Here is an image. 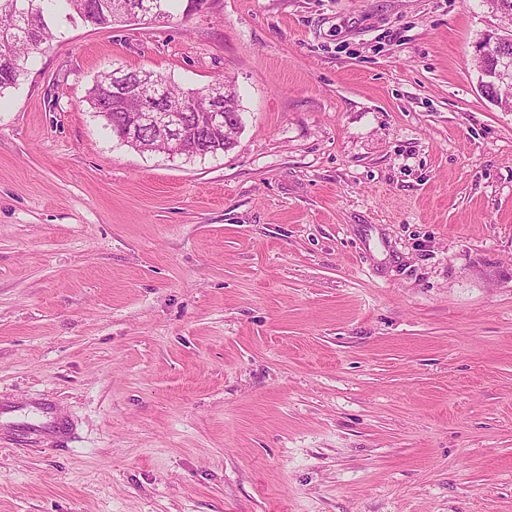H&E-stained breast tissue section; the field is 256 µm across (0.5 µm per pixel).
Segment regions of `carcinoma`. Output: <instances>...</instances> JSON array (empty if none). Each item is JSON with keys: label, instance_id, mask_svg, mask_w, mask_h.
<instances>
[{"label": "carcinoma", "instance_id": "obj_1", "mask_svg": "<svg viewBox=\"0 0 512 512\" xmlns=\"http://www.w3.org/2000/svg\"><path fill=\"white\" fill-rule=\"evenodd\" d=\"M107 2L109 0H0V96L18 84L28 59L53 37L54 21L59 15L76 16L82 20L90 18L92 25L98 28L127 22L126 17L105 6ZM111 83V73L108 72L93 84L89 106L98 115L106 106L104 93ZM165 102L172 111L207 112L212 107L210 89L184 90L170 81L165 88ZM103 121L112 136L118 138L122 125L128 123L127 110H112ZM238 134L239 130L233 129L227 135L212 136L203 153L195 152L190 157L222 154L234 147Z\"/></svg>", "mask_w": 512, "mask_h": 512}]
</instances>
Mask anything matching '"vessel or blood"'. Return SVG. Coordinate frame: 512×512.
Segmentation results:
<instances>
[{
  "mask_svg": "<svg viewBox=\"0 0 512 512\" xmlns=\"http://www.w3.org/2000/svg\"><path fill=\"white\" fill-rule=\"evenodd\" d=\"M0 417L5 420L0 442L22 439L56 448L68 443L74 433L72 422L47 398L23 404L0 396Z\"/></svg>",
  "mask_w": 512,
  "mask_h": 512,
  "instance_id": "obj_1",
  "label": "vessel or blood"
}]
</instances>
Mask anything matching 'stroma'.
<instances>
[{"label": "stroma", "instance_id": "obj_1", "mask_svg": "<svg viewBox=\"0 0 512 512\" xmlns=\"http://www.w3.org/2000/svg\"><path fill=\"white\" fill-rule=\"evenodd\" d=\"M486 0H209L56 36L0 95V512H512V107ZM227 78L224 154L141 153L101 72ZM508 36L498 32L486 34L477 48L481 61V86L492 82L496 87L512 84V30ZM111 72L104 73L97 78L95 83L93 84V93L94 95L89 98V106L93 112L97 114V116L101 117L105 122L104 126L106 129H109L112 132V136L117 139L120 138V130L122 125H126L128 123V113L133 112L132 109H119L118 111L107 110L106 106V96H102L106 92V90L110 87L112 83L114 97H112V105L115 107H119L120 103H123L129 97V88H130V74L126 71H115L114 75L111 79ZM102 96V97H101ZM102 106L104 111L100 110ZM101 112H110L108 117H104ZM0 417L6 420L4 427H0V443L22 439L57 448L68 443L74 433L72 422L47 398L23 404L0 396Z\"/></svg>", "mask_w": 512, "mask_h": 512}]
</instances>
